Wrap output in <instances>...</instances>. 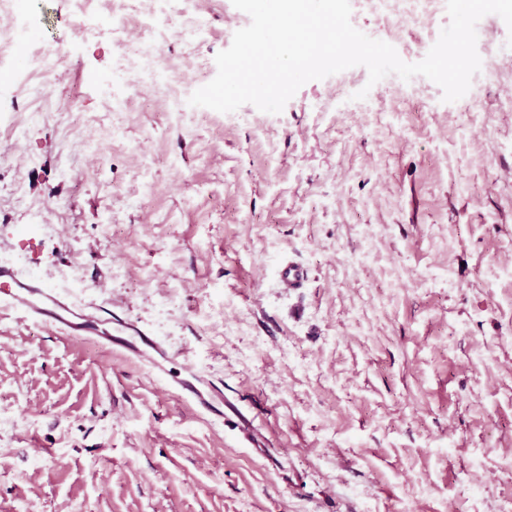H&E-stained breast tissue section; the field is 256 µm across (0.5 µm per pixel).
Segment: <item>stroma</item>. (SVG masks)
<instances>
[{"label": "stroma", "instance_id": "35a3bbf8", "mask_svg": "<svg viewBox=\"0 0 512 512\" xmlns=\"http://www.w3.org/2000/svg\"><path fill=\"white\" fill-rule=\"evenodd\" d=\"M352 25L422 60L449 23L350 0ZM161 68L204 86L250 23L198 0ZM40 32L0 83L4 265L112 304L239 406L257 447L137 362L0 307V512H499L512 501V37L476 25L500 82L466 96L365 67L305 83L283 111L174 117L130 88L69 0H28ZM61 77L29 97L37 55ZM366 99H356L359 90ZM131 95L127 112L107 95ZM20 135H13L12 126ZM308 271L285 291L279 263Z\"/></svg>", "mask_w": 512, "mask_h": 512}]
</instances>
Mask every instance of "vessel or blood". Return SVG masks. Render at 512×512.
<instances>
[{
	"mask_svg": "<svg viewBox=\"0 0 512 512\" xmlns=\"http://www.w3.org/2000/svg\"><path fill=\"white\" fill-rule=\"evenodd\" d=\"M0 301L19 310L26 318L61 330L69 336H95L113 352L135 360L165 380L169 391L187 399L207 417L226 420L235 417L239 429L247 430L251 419L234 403L225 400L224 389L190 364L180 372L170 365L178 352L168 349L138 322L112 311L98 308L96 313L70 303L49 286L22 278L11 267L0 266Z\"/></svg>",
	"mask_w": 512,
	"mask_h": 512,
	"instance_id": "obj_1",
	"label": "vessel or blood"
}]
</instances>
